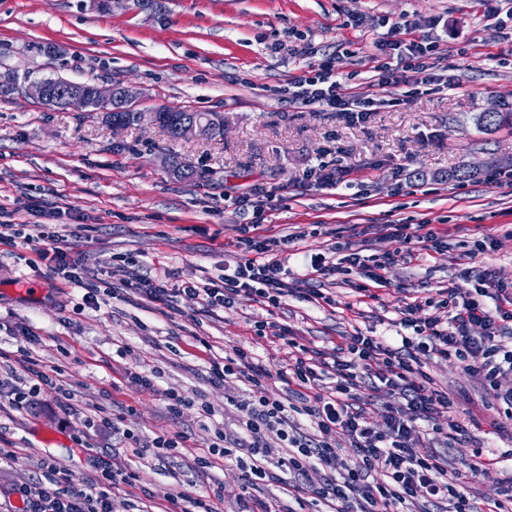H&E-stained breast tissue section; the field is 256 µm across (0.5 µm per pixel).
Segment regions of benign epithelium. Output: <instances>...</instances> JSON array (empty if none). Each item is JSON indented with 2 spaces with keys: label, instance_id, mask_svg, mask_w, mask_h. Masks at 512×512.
I'll use <instances>...</instances> for the list:
<instances>
[{
  "label": "benign epithelium",
  "instance_id": "obj_1",
  "mask_svg": "<svg viewBox=\"0 0 512 512\" xmlns=\"http://www.w3.org/2000/svg\"><path fill=\"white\" fill-rule=\"evenodd\" d=\"M28 93L40 101L52 97L55 93L62 95L64 108H92L98 104L112 105V111L123 112L129 108L133 98L132 92L124 83H112L108 86L95 85L88 89L82 82L64 80L61 86L47 79H34L28 82Z\"/></svg>",
  "mask_w": 512,
  "mask_h": 512
}]
</instances>
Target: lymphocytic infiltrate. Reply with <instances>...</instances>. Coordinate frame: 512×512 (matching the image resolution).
<instances>
[{
  "instance_id": "lymphocytic-infiltrate-1",
  "label": "lymphocytic infiltrate",
  "mask_w": 512,
  "mask_h": 512,
  "mask_svg": "<svg viewBox=\"0 0 512 512\" xmlns=\"http://www.w3.org/2000/svg\"><path fill=\"white\" fill-rule=\"evenodd\" d=\"M376 49L366 84L355 86L340 79L333 58L326 56L308 62L302 74L290 81L289 101L337 113L355 124L366 122L375 112L378 90L397 89L391 103L399 106L422 88L452 84L451 78L434 71L433 61L442 50L433 35H414L409 24L396 22L390 37L377 42ZM391 236L399 243L396 250L365 256L338 244L328 254L312 257L305 272L315 280L362 270L365 281L352 289L368 298L371 284L383 283L389 266L413 259L416 251L441 247L436 232L421 234L409 224L392 225ZM290 242L287 236L275 242L240 238L236 266L219 285L190 283L177 290L163 280L140 277L134 286L156 300L189 294L207 312L233 307L244 294L268 309H278L294 289L287 270L266 254L276 246L287 249ZM490 299L495 307H487ZM400 313L399 323L409 331L400 344L358 332L343 337L331 354L308 348L285 328L272 331L267 322H257V337L283 341L288 357L268 367L256 363L246 347L236 345L223 361L212 363L215 379L245 381L257 395L239 404L242 436L195 455V469L232 464L248 476L275 482L286 473L293 480L290 493L314 492L330 503L332 512H405L410 506L428 512L432 505L439 512H512V472L503 473L500 457L489 456L479 446L463 469L452 472L447 457L434 452L423 455L415 449L421 425L449 438L462 430L454 398L439 389L426 370L435 358L483 380L497 404L493 431L512 424V344L501 338L506 324H512V287L502 286L487 272L474 290L435 288L405 304ZM365 380L381 383L397 397L388 406L383 425L371 422L360 405L357 390ZM276 383L287 388V396L267 394V386ZM299 415L310 418L313 437L300 431L295 422ZM276 444L287 454L275 461L271 448ZM93 462L97 485L84 490L69 470L46 461L50 485L15 488L19 512H113L108 488L120 482L132 484L135 474L111 457L97 456ZM312 469L326 474L315 489L306 484ZM475 477L490 479L494 485L492 495L479 507L467 486L468 479Z\"/></svg>"
}]
</instances>
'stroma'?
<instances>
[{"label":"stroma","instance_id":"35a3bbf8","mask_svg":"<svg viewBox=\"0 0 512 512\" xmlns=\"http://www.w3.org/2000/svg\"><path fill=\"white\" fill-rule=\"evenodd\" d=\"M434 18L440 24L433 29ZM356 20L361 29L353 28ZM391 22L441 38L447 56L436 65L447 68L452 87L382 106L358 125L285 101L305 64L297 49L334 56L340 77L359 84ZM51 45L59 55L46 54ZM498 52L512 54V31L478 0H114L107 12L85 0H0V73L122 81L137 109H190L224 124L215 139L197 132L173 139L156 125L120 128L99 111L50 108L22 89L0 97V222L20 232L0 242V379L26 383L31 359L55 382L20 412L0 395V512L8 490L48 483L45 458L79 481L96 474L90 451L126 458L113 427L101 426L104 417L147 446L162 435L183 438L163 458L134 462V486L110 491L116 512H152L166 488L207 495L220 484V512H236L241 471L198 472L192 463L217 433L241 435L235 403L252 394L234 378L213 383L211 361L248 342L269 367L288 355L281 341L255 340V322H275L328 353L357 332L398 342L397 307L426 290L472 288L487 268L511 285L512 195L489 176L512 171V129L477 123L492 109L512 112V64L492 61ZM172 156L195 177L171 175L165 160ZM321 162L349 170L351 187L307 186L304 171ZM258 185L278 197L258 236L317 227L273 253L290 270L296 294L271 313L244 295L233 308L203 311L180 287L220 280L225 263L236 261L234 245L253 221L237 199ZM391 224H433L448 235L438 252L389 267L373 300L357 303L338 280L322 283L335 306L310 300L305 257L347 242L370 254L394 250ZM41 228L57 233L66 262L97 285V302L86 301L84 284L62 278L56 260L42 257ZM482 235L493 238V251L466 257L468 243ZM136 272L167 276L178 296L140 295L131 287ZM198 337L206 344L197 349ZM140 363L152 388L125 379ZM428 371L478 419L452 443L434 433L421 440L445 448L455 468L493 418L491 399L480 378L447 362L433 360ZM169 390L187 400L179 413L168 409ZM84 440L89 449L81 448Z\"/></svg>","mask_w":512,"mask_h":512}]
</instances>
